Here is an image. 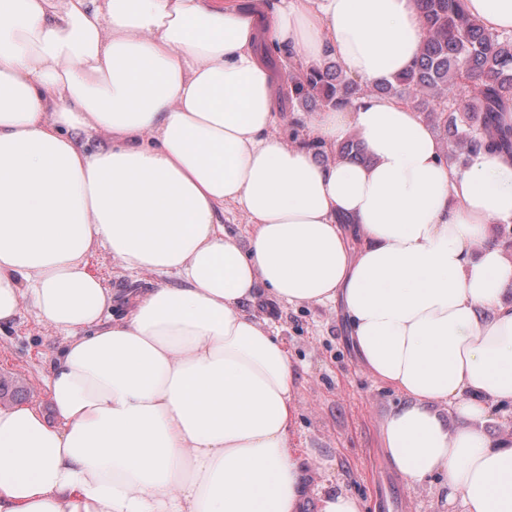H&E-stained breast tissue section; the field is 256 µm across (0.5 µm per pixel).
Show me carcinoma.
Segmentation results:
<instances>
[{"instance_id":"obj_1","label":"carcinoma","mask_w":512,"mask_h":512,"mask_svg":"<svg viewBox=\"0 0 512 512\" xmlns=\"http://www.w3.org/2000/svg\"><path fill=\"white\" fill-rule=\"evenodd\" d=\"M426 36L414 65L394 82L369 88L335 62L302 67L289 79L288 105L343 108L368 93L412 102L444 132L449 158L467 160L485 151L512 153V125L502 120L512 105V33L493 32L471 18L465 0H418ZM322 157L367 160L356 137Z\"/></svg>"}]
</instances>
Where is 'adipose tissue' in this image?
I'll use <instances>...</instances> for the list:
<instances>
[{
    "label": "adipose tissue",
    "instance_id": "ef3b65f1",
    "mask_svg": "<svg viewBox=\"0 0 512 512\" xmlns=\"http://www.w3.org/2000/svg\"><path fill=\"white\" fill-rule=\"evenodd\" d=\"M417 0H0V331L25 301L65 335L54 421L0 407V512H303L298 376L245 305L341 302L364 369L405 399L381 427L408 485L512 512V156L458 166L410 105L309 113L259 41L372 86L415 61ZM356 134L367 163H319ZM101 135L88 150L79 135ZM233 204L252 232L220 216ZM176 277L124 315L86 269ZM224 229L235 236L240 242H246L251 226L248 219L234 206L226 205L224 208ZM482 426L493 438L512 433V406L487 402V415Z\"/></svg>",
    "mask_w": 512,
    "mask_h": 512
}]
</instances>
